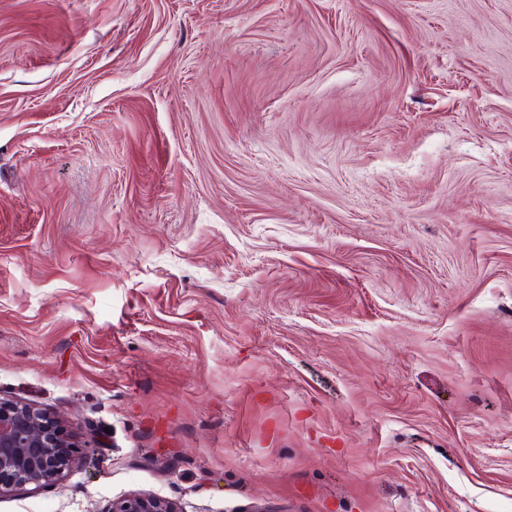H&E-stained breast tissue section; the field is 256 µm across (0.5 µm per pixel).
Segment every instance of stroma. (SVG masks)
Wrapping results in <instances>:
<instances>
[{
    "mask_svg": "<svg viewBox=\"0 0 512 512\" xmlns=\"http://www.w3.org/2000/svg\"><path fill=\"white\" fill-rule=\"evenodd\" d=\"M0 512H512V0H0ZM58 420L27 403L0 398V493L53 484L78 466ZM107 512H183L169 499L156 494L134 493L112 502Z\"/></svg>",
    "mask_w": 512,
    "mask_h": 512,
    "instance_id": "1",
    "label": "stroma"
}]
</instances>
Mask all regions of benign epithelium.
<instances>
[{
    "mask_svg": "<svg viewBox=\"0 0 512 512\" xmlns=\"http://www.w3.org/2000/svg\"><path fill=\"white\" fill-rule=\"evenodd\" d=\"M58 420L27 403L0 398V493L15 487H43L78 466ZM107 512H179L156 494L134 493L112 503Z\"/></svg>",
    "mask_w": 512,
    "mask_h": 512,
    "instance_id": "benign-epithelium-1",
    "label": "benign epithelium"
}]
</instances>
